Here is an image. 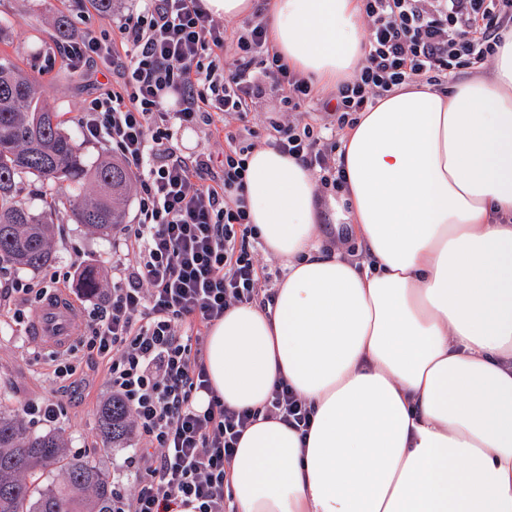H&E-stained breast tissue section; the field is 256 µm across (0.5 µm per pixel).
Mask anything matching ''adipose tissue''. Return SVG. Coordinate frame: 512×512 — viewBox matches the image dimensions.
I'll return each mask as SVG.
<instances>
[{
  "instance_id": "1",
  "label": "adipose tissue",
  "mask_w": 512,
  "mask_h": 512,
  "mask_svg": "<svg viewBox=\"0 0 512 512\" xmlns=\"http://www.w3.org/2000/svg\"><path fill=\"white\" fill-rule=\"evenodd\" d=\"M269 42L335 90L365 57L359 0H270ZM338 153L358 262L322 251L309 170L249 155L250 221L286 274L206 340L213 394L255 414L235 512H512V31L487 74L393 88ZM281 380L307 436L265 415Z\"/></svg>"
}]
</instances>
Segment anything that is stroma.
I'll return each mask as SVG.
<instances>
[{
    "instance_id": "obj_1",
    "label": "stroma",
    "mask_w": 512,
    "mask_h": 512,
    "mask_svg": "<svg viewBox=\"0 0 512 512\" xmlns=\"http://www.w3.org/2000/svg\"><path fill=\"white\" fill-rule=\"evenodd\" d=\"M66 12L72 25L97 31L110 29V15L97 12L90 0H0V20L8 26L0 42V62H12L35 76L67 127L77 128V118L90 99L100 92L102 74L76 72L64 60L61 39L50 24L58 12ZM55 234L51 265L40 269L5 268L6 278L26 284L48 282L50 272L69 279L71 294H79V276L85 266H96L104 291L112 289V240L64 215L54 217ZM50 350L38 343L28 323L0 315V408L17 410L28 400H61L66 411L56 421L31 420L36 434L58 433L66 443L67 457L89 461L110 481L130 482L124 466L129 451L104 448L97 423L99 407L109 399L107 381L100 369L82 365L78 375L61 382L50 373Z\"/></svg>"
}]
</instances>
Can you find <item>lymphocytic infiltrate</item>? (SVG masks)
Segmentation results:
<instances>
[{"instance_id": "lymphocytic-infiltrate-1", "label": "lymphocytic infiltrate", "mask_w": 512, "mask_h": 512, "mask_svg": "<svg viewBox=\"0 0 512 512\" xmlns=\"http://www.w3.org/2000/svg\"><path fill=\"white\" fill-rule=\"evenodd\" d=\"M365 62L315 100L311 82L290 70L268 41L265 19L234 31L212 19L203 0H132L102 34L75 32L63 50L74 70L111 74L114 84L89 100L78 119L85 139L107 143L137 178V207L112 240V292L94 305L76 343L55 354L54 374L72 377L81 362L101 366L138 432L126 460L133 488L112 489V512H234L224 468L252 422L245 410L211 397L203 330L240 304L269 303L272 278L257 264L258 231L249 220L246 161L258 142L312 171L318 192L339 193L343 165L323 130L354 126L359 112L408 80L447 82L490 60L512 28V0H362ZM284 113L263 129L245 119L265 96ZM318 102L319 124L303 112ZM227 137L222 164L201 149L177 151L183 128ZM268 417L304 433L312 410L287 383L275 385Z\"/></svg>"}]
</instances>
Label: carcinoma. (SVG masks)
<instances>
[{"mask_svg": "<svg viewBox=\"0 0 512 512\" xmlns=\"http://www.w3.org/2000/svg\"><path fill=\"white\" fill-rule=\"evenodd\" d=\"M35 176L51 183V206L60 214L107 236L126 220L132 173L121 161L89 162L79 138L66 130L59 113L43 98L37 78L0 63V265L39 269L53 260L52 224L14 199L17 180ZM94 193L86 196L84 182ZM79 288L97 294L98 272H81ZM107 448L127 443L129 410L113 398L98 410ZM65 440L55 433L35 435L16 412L0 410V512H112V488L105 473L81 459L71 460L62 483L39 488L31 482L58 464Z\"/></svg>", "mask_w": 512, "mask_h": 512, "instance_id": "1", "label": "carcinoma"}]
</instances>
